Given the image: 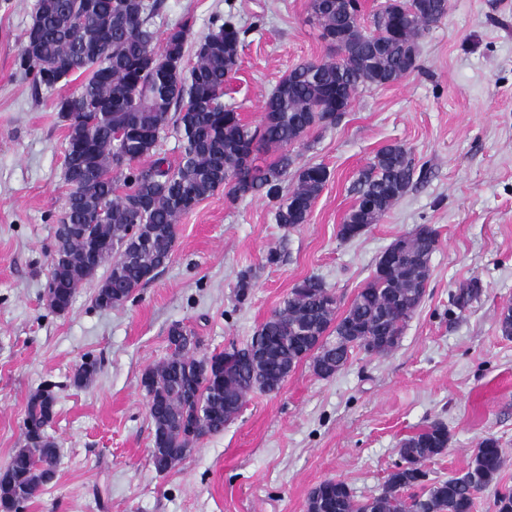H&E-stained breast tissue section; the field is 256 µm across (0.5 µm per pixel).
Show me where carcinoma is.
I'll list each match as a JSON object with an SVG mask.
<instances>
[{"instance_id": "1", "label": "carcinoma", "mask_w": 512, "mask_h": 512, "mask_svg": "<svg viewBox=\"0 0 512 512\" xmlns=\"http://www.w3.org/2000/svg\"><path fill=\"white\" fill-rule=\"evenodd\" d=\"M351 2L310 0L309 22L321 37L341 33V52L293 67L252 127L224 104V82L237 66L246 34L233 14L216 17L211 31L193 43L189 17L158 34V0H38L20 51L34 90L84 77L55 104L69 130L63 170L69 192L55 230L49 278L59 307H69L84 284L83 265L94 247L99 267H108L97 279L95 304L110 309L125 302L150 281V272L170 261L178 218L221 188L233 200L266 196L284 228L306 222L328 173L320 164L297 165L290 147L316 127L338 124L359 90L414 71L418 39L449 9V0H416L411 11L393 7L384 16L373 15L380 29L374 38L360 24L361 8H350ZM190 46L195 62L187 70ZM156 57L166 59L167 71L155 67ZM170 127L184 141L175 165L156 152ZM118 128L124 129L121 139L113 137ZM270 151L276 158L259 162ZM144 158L148 165H135ZM290 174L295 186L286 191ZM413 174L408 148L380 149L359 173L356 202L339 225L340 239L354 238L382 218ZM437 243L431 224L393 240L377 260L393 255L386 278L371 275L339 319L335 294L316 277L304 279L250 342L229 355L197 356V337L172 325L168 354L142 374L153 447L161 449L151 456L156 471L174 468L193 447L181 426L193 428L198 438L223 432L250 392H278L301 362L311 361L313 372L328 378L356 350L379 355L398 347L425 296ZM54 403L48 389L28 402L24 426L37 431H25L26 446L0 470L3 512L36 497L54 475L57 448L46 434ZM448 441V429L431 423L401 443L400 462L381 492L357 499L346 484L325 480L310 491L306 512H473L478 494L503 466V448L486 438L463 474L428 484L423 467ZM415 487L420 492L403 496Z\"/></svg>"}]
</instances>
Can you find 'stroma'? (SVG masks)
I'll return each mask as SVG.
<instances>
[{
	"label": "stroma",
	"instance_id": "35a3bbf8",
	"mask_svg": "<svg viewBox=\"0 0 512 512\" xmlns=\"http://www.w3.org/2000/svg\"><path fill=\"white\" fill-rule=\"evenodd\" d=\"M36 3L0 0V468L25 446L27 402L45 386L59 450L53 479L24 512H305L327 479L359 499L379 493L402 440L435 421L450 440L425 466L432 481L463 473L483 439L499 441L505 465L475 503L495 512V492L512 489V337L497 326L512 305V0H451L419 39L417 70L359 91L338 125L308 133L298 161L323 165L329 178L305 224H276L266 198L216 192L181 216L170 261L126 302L98 308L87 283L61 314L45 301L68 192L67 129L54 103L79 83L33 92L20 50ZM308 4L161 0L154 24L162 31L192 17L199 40L215 17L234 14L247 35L224 101L254 125L281 77L327 54ZM393 144L411 151V187L376 224L341 240L358 172ZM420 224L436 228L438 246L393 352L354 351L329 378L300 363L278 392L249 393L237 418L176 467L154 469L140 377L166 356L173 324L200 338L202 356L243 346L310 276L346 311L387 246ZM272 248L274 265L265 260ZM463 288L473 296L461 308ZM89 359L96 375L75 385Z\"/></svg>",
	"mask_w": 512,
	"mask_h": 512
}]
</instances>
